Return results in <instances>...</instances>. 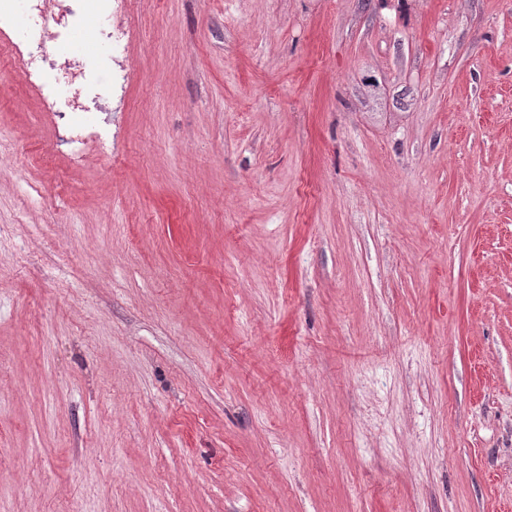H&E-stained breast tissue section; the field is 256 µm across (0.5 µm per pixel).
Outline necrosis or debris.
<instances>
[{
	"label": "necrosis or debris",
	"mask_w": 512,
	"mask_h": 512,
	"mask_svg": "<svg viewBox=\"0 0 512 512\" xmlns=\"http://www.w3.org/2000/svg\"><path fill=\"white\" fill-rule=\"evenodd\" d=\"M113 0H0V38L14 58L12 73L37 88L48 105L70 112H106L119 73L99 80L83 55L62 53L81 19H93L94 40L104 63L120 52L124 33L112 24Z\"/></svg>",
	"instance_id": "4bbe7bcc"
}]
</instances>
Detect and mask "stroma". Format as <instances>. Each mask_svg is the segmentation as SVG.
I'll return each mask as SVG.
<instances>
[{
    "mask_svg": "<svg viewBox=\"0 0 512 512\" xmlns=\"http://www.w3.org/2000/svg\"><path fill=\"white\" fill-rule=\"evenodd\" d=\"M108 152L0 77V512H512V0H126Z\"/></svg>",
    "mask_w": 512,
    "mask_h": 512,
    "instance_id": "1",
    "label": "stroma"
}]
</instances>
